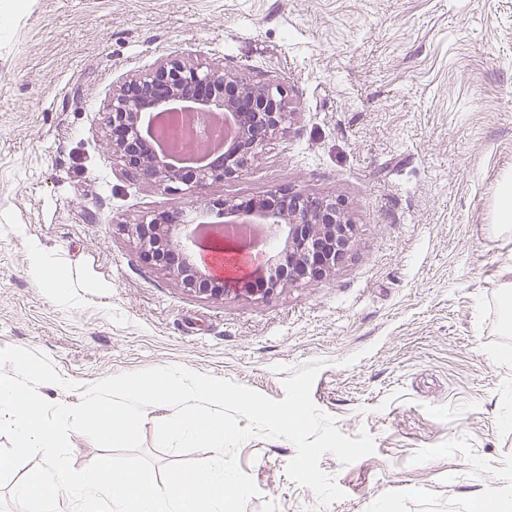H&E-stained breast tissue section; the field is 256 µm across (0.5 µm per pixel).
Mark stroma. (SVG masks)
<instances>
[{
	"label": "stroma",
	"instance_id": "1",
	"mask_svg": "<svg viewBox=\"0 0 512 512\" xmlns=\"http://www.w3.org/2000/svg\"><path fill=\"white\" fill-rule=\"evenodd\" d=\"M168 58L284 88L293 118L237 177L198 193L126 172L106 146L115 85ZM512 0H0V347L45 353L78 404L103 379L180 365L280 400L311 397L375 452L341 465L324 512H478L512 502ZM342 199L356 226L327 280L265 300L189 292L117 231L147 214L211 224L226 199ZM61 282L31 272V246ZM254 435L244 512H312ZM494 223L502 230L512 229V176L506 175L499 187Z\"/></svg>",
	"mask_w": 512,
	"mask_h": 512
}]
</instances>
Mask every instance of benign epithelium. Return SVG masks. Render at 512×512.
<instances>
[{"label": "benign epithelium", "instance_id": "benign-epithelium-1", "mask_svg": "<svg viewBox=\"0 0 512 512\" xmlns=\"http://www.w3.org/2000/svg\"><path fill=\"white\" fill-rule=\"evenodd\" d=\"M285 97L280 88L273 89L222 68L204 70L170 59L153 72L113 89L107 145L112 156L142 181L164 190L184 186L186 191L195 192L241 173L259 148L287 130L291 113ZM183 98L195 102L202 116L218 112L232 117L237 134L225 149L224 159L204 166L176 167L142 146L141 118L148 113H161ZM279 195L280 205L275 208L259 199L245 211L235 201L224 200L225 235L221 238L206 234L204 224H183L171 215L163 220L154 216L135 224H121L119 231L136 244L147 261L190 292L216 300L229 295L264 300L280 288L332 276L355 233V225L341 201L286 189L280 190ZM254 221L281 230L283 244L266 255L270 274L260 287L248 282L239 288H227L226 280L215 277L203 263L202 252L238 251L236 233L241 225ZM182 238L190 244L174 246Z\"/></svg>", "mask_w": 512, "mask_h": 512}]
</instances>
